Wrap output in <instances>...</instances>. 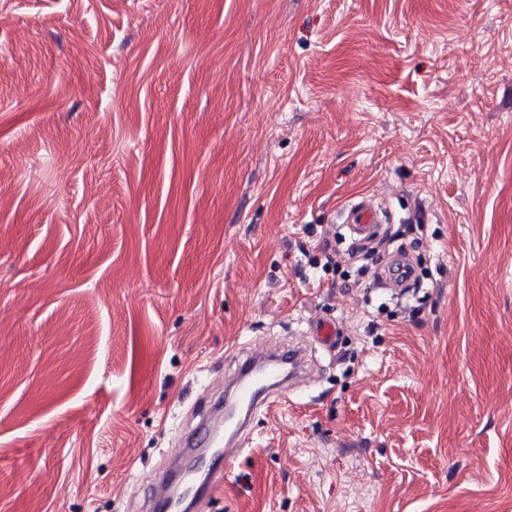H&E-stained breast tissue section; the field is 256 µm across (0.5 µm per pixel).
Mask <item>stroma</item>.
<instances>
[{
	"mask_svg": "<svg viewBox=\"0 0 512 512\" xmlns=\"http://www.w3.org/2000/svg\"><path fill=\"white\" fill-rule=\"evenodd\" d=\"M360 193L416 301L309 266ZM323 316L205 512H512V0H0V512H142L231 347Z\"/></svg>",
	"mask_w": 512,
	"mask_h": 512,
	"instance_id": "obj_1",
	"label": "stroma"
}]
</instances>
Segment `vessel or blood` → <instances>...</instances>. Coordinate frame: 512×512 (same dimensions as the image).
I'll return each instance as SVG.
<instances>
[{"instance_id": "1", "label": "vessel or blood", "mask_w": 512, "mask_h": 512, "mask_svg": "<svg viewBox=\"0 0 512 512\" xmlns=\"http://www.w3.org/2000/svg\"><path fill=\"white\" fill-rule=\"evenodd\" d=\"M338 216L361 245L376 240L391 221L371 196L347 202ZM340 334L337 321L321 318L309 324L305 342L289 341L273 349L240 347L235 369L225 371L217 390L204 391L194 423L178 434L164 466L151 477L147 512H193L212 502L224 484L227 463L245 451L254 417L296 394L309 378L313 348L335 354Z\"/></svg>"}]
</instances>
